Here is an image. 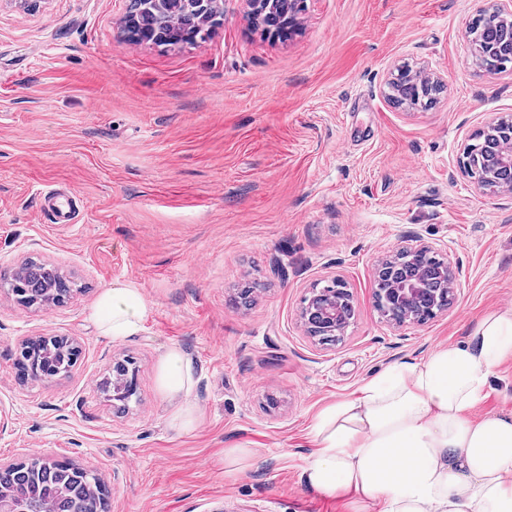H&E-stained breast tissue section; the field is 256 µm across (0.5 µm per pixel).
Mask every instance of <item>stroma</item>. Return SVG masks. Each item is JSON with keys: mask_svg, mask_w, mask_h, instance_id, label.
<instances>
[{"mask_svg": "<svg viewBox=\"0 0 512 512\" xmlns=\"http://www.w3.org/2000/svg\"><path fill=\"white\" fill-rule=\"evenodd\" d=\"M496 2L306 0L273 39L227 0L205 39L155 46L123 37L128 0H0V464L94 468L108 512H348L301 479L315 415L512 309V192L460 168L474 133L512 116V67L486 74L463 38ZM405 64L443 82L431 109L388 100ZM44 186L82 202L72 223L41 213ZM414 241L459 286L447 311L398 324L373 306L375 267ZM29 259L77 292L20 305L6 278ZM336 279L356 313L325 345L300 312ZM116 283L146 301L118 342L91 317ZM37 336L77 339L69 376L19 380ZM173 345L194 365L187 430L155 383ZM119 361L136 379L123 402L99 387ZM494 414H512V358L472 417ZM239 447L256 457L225 472Z\"/></svg>", "mask_w": 512, "mask_h": 512, "instance_id": "1", "label": "stroma"}]
</instances>
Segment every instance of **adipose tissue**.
Listing matches in <instances>:
<instances>
[{"label": "adipose tissue", "mask_w": 512, "mask_h": 512, "mask_svg": "<svg viewBox=\"0 0 512 512\" xmlns=\"http://www.w3.org/2000/svg\"><path fill=\"white\" fill-rule=\"evenodd\" d=\"M140 289H104L93 316L114 341L135 335L145 316ZM512 357V310L489 313L471 337L417 363L392 365L355 397L321 410L315 451L301 478L352 512H512V415L475 421L497 369ZM192 365L179 347L159 359L157 386L189 427Z\"/></svg>", "instance_id": "obj_1"}]
</instances>
